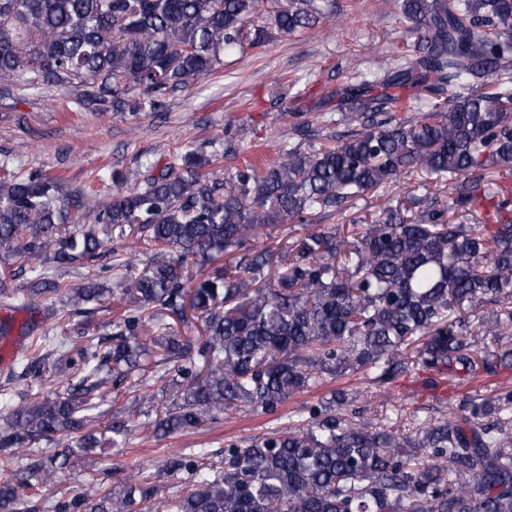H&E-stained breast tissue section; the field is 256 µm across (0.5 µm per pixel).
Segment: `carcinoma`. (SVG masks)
Listing matches in <instances>:
<instances>
[{"instance_id":"cac0c4a2","label":"carcinoma","mask_w":512,"mask_h":512,"mask_svg":"<svg viewBox=\"0 0 512 512\" xmlns=\"http://www.w3.org/2000/svg\"><path fill=\"white\" fill-rule=\"evenodd\" d=\"M265 3L0 0V95L63 89L80 108L160 112L224 54L266 42ZM389 7L416 40L341 99L327 122L344 132L324 137L297 125L292 133L308 148L283 147L261 172L247 165L219 176L230 147H196L160 168L147 162L130 188L115 170L112 192L99 194L8 173L0 159V252H17L28 274L17 308L62 292L80 313L111 292L94 279L77 288L48 280L51 261H91L105 240L134 230L131 246L149 251L141 266L117 263L131 309L111 334L48 336L21 359L36 389L6 404L0 456L26 464L0 478V512H160L156 478L142 468L109 486L92 477L72 497H37L45 469L79 472L94 449L117 448L136 429L160 441L243 408L273 414L348 373L385 383L411 364L449 376L512 368V348L478 347L463 317L475 314L478 336L512 330V191L492 178L512 171V0ZM334 16V0H285L270 24L295 35ZM394 88L426 99L428 110L398 105ZM417 168L453 180L451 208L462 219L484 200L496 223H449L447 209L415 196L413 221L388 202L351 239L311 223ZM288 222L310 231L276 255L252 247ZM223 255L231 259L214 275L189 277L188 264ZM187 303L204 323L199 339L167 321ZM145 319L154 336L141 341ZM51 356L71 369L67 385L44 386L41 364ZM148 372L179 378L166 402L143 393L125 417L95 422L96 401ZM346 403L334 391L263 436L166 458L161 471L183 485L170 512H512L511 389L481 402L464 396L413 436L356 427ZM58 436L70 444L42 458L41 444Z\"/></svg>"}]
</instances>
